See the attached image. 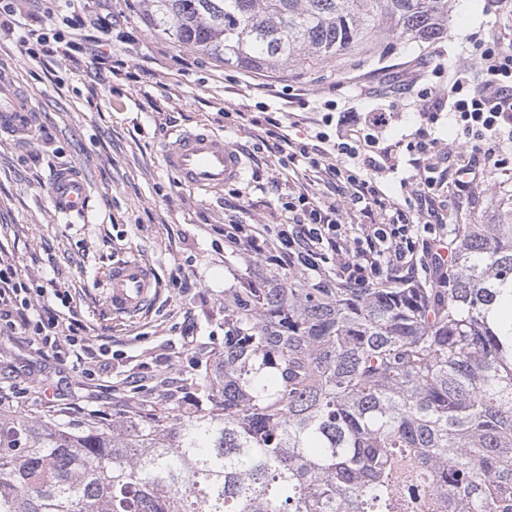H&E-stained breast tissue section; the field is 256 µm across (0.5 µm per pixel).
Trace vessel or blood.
<instances>
[{"label": "vessel or blood", "instance_id": "b4317fda", "mask_svg": "<svg viewBox=\"0 0 512 512\" xmlns=\"http://www.w3.org/2000/svg\"><path fill=\"white\" fill-rule=\"evenodd\" d=\"M35 106L14 82L0 76V133L28 128ZM163 165L184 187L204 192L224 189L240 181L245 170L241 151L223 136L207 129L185 131L168 141ZM53 202L60 213L82 214L88 207L87 190L73 171H60L51 183ZM159 292L153 267L132 256L114 264L106 279V301L116 317L133 318L146 311Z\"/></svg>", "mask_w": 512, "mask_h": 512}]
</instances>
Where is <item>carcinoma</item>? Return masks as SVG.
I'll return each mask as SVG.
<instances>
[{
  "label": "carcinoma",
  "instance_id": "cac0c4a2",
  "mask_svg": "<svg viewBox=\"0 0 512 512\" xmlns=\"http://www.w3.org/2000/svg\"><path fill=\"white\" fill-rule=\"evenodd\" d=\"M180 47L303 72L448 37L450 0H146ZM224 289L192 398L108 432L0 410V512H512V224H458L448 270L371 287L275 261ZM424 490L420 502L410 483Z\"/></svg>",
  "mask_w": 512,
  "mask_h": 512
}]
</instances>
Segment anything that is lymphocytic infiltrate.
I'll list each match as a JSON object with an SVG mask.
<instances>
[{
  "instance_id": "f902f5d3",
  "label": "lymphocytic infiltrate",
  "mask_w": 512,
  "mask_h": 512,
  "mask_svg": "<svg viewBox=\"0 0 512 512\" xmlns=\"http://www.w3.org/2000/svg\"><path fill=\"white\" fill-rule=\"evenodd\" d=\"M512 36L499 30L474 42L473 64H457L448 71V82L417 90L424 102L423 122L435 124L442 111L453 112L464 136L462 142L440 149L437 139L421 137L408 142L420 172L402 180L407 195L403 203L391 202L379 173L399 168L392 149L380 146L378 135L391 118L390 107L338 112L326 103L322 130L309 144L288 134L266 129L274 139L284 170L299 174V189L282 205L283 224H228L224 238L231 245L242 242V231L259 238L275 236L283 255L307 257L330 253L345 277L370 286L390 271L416 270L419 245H426L433 263H441L453 229L434 223L433 203L444 185L467 192L486 182L489 174L512 165ZM479 69L482 81L473 85L471 71ZM336 142L347 163L328 162L324 145ZM332 202H325V193ZM361 208L367 219L357 235L342 224L344 211ZM0 334L19 337L38 349L78 354L87 350L85 327L71 308L70 295L57 286L32 285L16 263L0 258Z\"/></svg>"
}]
</instances>
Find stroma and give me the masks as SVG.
I'll return each instance as SVG.
<instances>
[{
	"mask_svg": "<svg viewBox=\"0 0 512 512\" xmlns=\"http://www.w3.org/2000/svg\"><path fill=\"white\" fill-rule=\"evenodd\" d=\"M447 39L427 46L409 41L394 53L344 69L323 63L299 74L284 67L263 79L279 90L262 98L252 71L197 56L178 68L180 49L154 27L144 0H0V72L32 98L37 112L27 132L0 136V255L23 275L52 279L68 290L88 327L93 378L71 362L0 337V387L13 392V407L53 423L93 421L104 428L134 406L157 400L156 376L182 383L196 359L180 327L194 323L199 341L224 346V291L245 287L251 257L224 240L229 221L277 224L283 212L259 187L279 179L281 196L293 191L277 157L257 138L249 119L276 114L295 138L319 122L318 105L358 97L361 108L393 104L394 119L380 143L387 146L425 130L441 141L460 133L448 114L422 126L401 84L438 83L422 61L471 60L473 34L512 17L492 14L488 0H451ZM40 52L31 60L20 39ZM309 108H302V101ZM206 127L245 155L242 181L218 193L179 185L165 169L161 149L171 132ZM70 169L83 180L89 212L58 214L50 182ZM511 177H497L461 197L444 188L443 216L468 223L472 211L487 224L507 220L493 199ZM138 255L156 271L161 292L153 307L134 318L113 316L105 299L112 264ZM195 287L180 292L179 279ZM112 345L111 366L100 369L103 342Z\"/></svg>",
	"mask_w": 512,
	"mask_h": 512,
	"instance_id": "35a3bbf8",
	"label": "stroma"
}]
</instances>
